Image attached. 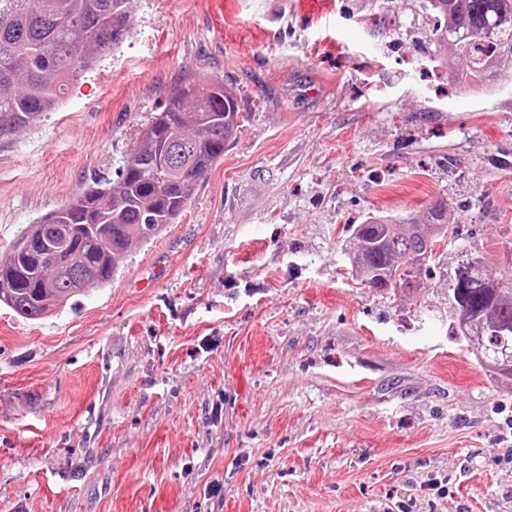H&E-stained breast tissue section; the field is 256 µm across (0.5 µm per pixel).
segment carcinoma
Masks as SVG:
<instances>
[{"mask_svg":"<svg viewBox=\"0 0 512 512\" xmlns=\"http://www.w3.org/2000/svg\"><path fill=\"white\" fill-rule=\"evenodd\" d=\"M131 0H0V138L16 135L61 104L98 57L129 32ZM441 25L436 42L453 51L463 84L485 91L512 58V0H428ZM240 127L235 90L224 78L189 75L143 130L112 183L95 182L30 226L22 238L52 246L27 259L0 262V305L25 320L41 319L112 281L130 246L150 241L190 204L198 179L224 158ZM350 254L363 285L403 290L431 275L437 246L456 233L448 206L419 224L384 216L352 224ZM448 302L468 315L453 335L498 369L512 354V273L491 281L482 256L466 257L448 281Z\"/></svg>","mask_w":512,"mask_h":512,"instance_id":"1","label":"carcinoma"}]
</instances>
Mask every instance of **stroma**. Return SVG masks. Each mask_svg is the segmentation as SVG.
Returning <instances> with one entry per match:
<instances>
[{"mask_svg": "<svg viewBox=\"0 0 512 512\" xmlns=\"http://www.w3.org/2000/svg\"><path fill=\"white\" fill-rule=\"evenodd\" d=\"M434 25L427 0H132L123 42L0 140L2 260L116 179L187 75L241 112L110 284L0 306V512H512V380L448 302L462 254L512 271V59L461 87ZM439 203L461 233L422 288L353 278L345 225Z\"/></svg>", "mask_w": 512, "mask_h": 512, "instance_id": "stroma-1", "label": "stroma"}]
</instances>
